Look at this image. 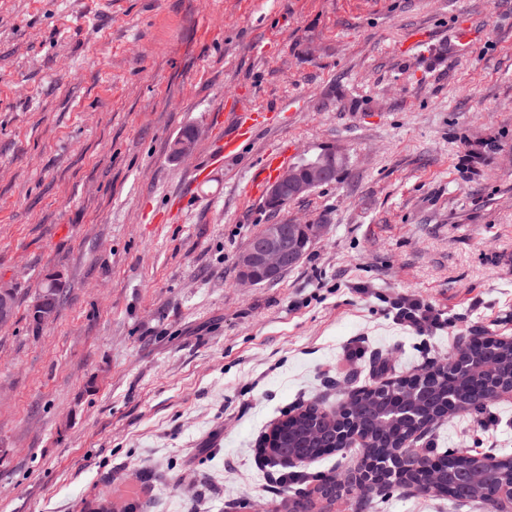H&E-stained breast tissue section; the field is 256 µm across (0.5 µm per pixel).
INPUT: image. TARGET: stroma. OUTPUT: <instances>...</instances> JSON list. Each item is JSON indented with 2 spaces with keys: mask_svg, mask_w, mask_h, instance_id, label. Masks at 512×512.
Returning a JSON list of instances; mask_svg holds the SVG:
<instances>
[{
  "mask_svg": "<svg viewBox=\"0 0 512 512\" xmlns=\"http://www.w3.org/2000/svg\"><path fill=\"white\" fill-rule=\"evenodd\" d=\"M228 93L273 121L196 182ZM278 146L348 164L275 214L247 186ZM282 220L330 229L242 283ZM0 284V512H286L255 455L286 412L512 337V0H0ZM432 431L512 455V400ZM329 224L275 222L252 236L237 259L239 278L254 285L275 281L300 262L309 244L327 234ZM399 320L406 323L409 327L422 330L427 323L437 324L438 315L434 314L430 306L421 304L418 301H412L408 307L403 308L399 315Z\"/></svg>",
  "mask_w": 512,
  "mask_h": 512,
  "instance_id": "obj_1",
  "label": "stroma"
}]
</instances>
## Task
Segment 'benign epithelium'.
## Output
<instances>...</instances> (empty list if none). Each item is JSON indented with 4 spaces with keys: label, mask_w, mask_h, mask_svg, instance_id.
I'll list each match as a JSON object with an SVG mask.
<instances>
[{
    "label": "benign epithelium",
    "mask_w": 512,
    "mask_h": 512,
    "mask_svg": "<svg viewBox=\"0 0 512 512\" xmlns=\"http://www.w3.org/2000/svg\"><path fill=\"white\" fill-rule=\"evenodd\" d=\"M197 141V132L179 137L171 145V158L183 159L191 153ZM348 163V156L334 149L325 150L310 159L283 168L266 191V207L278 212L288 204L302 198L314 189L335 182ZM329 225L315 222H275L266 224L252 236L237 259L239 278L254 285L275 281L281 274L300 262L309 244L327 234ZM15 310V291L10 286H0V323L12 320ZM512 398V383L490 385L481 395L485 404ZM500 460L482 456L468 469L448 471V485L476 483L488 474H499ZM383 483V476L371 460L361 459L358 467L336 481L331 502H346L365 488Z\"/></svg>",
    "instance_id": "obj_1"
}]
</instances>
